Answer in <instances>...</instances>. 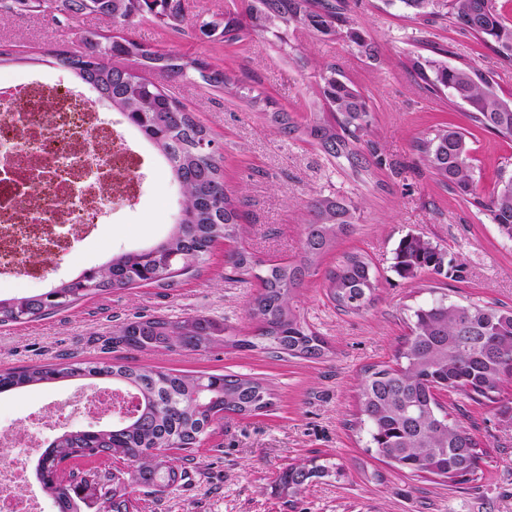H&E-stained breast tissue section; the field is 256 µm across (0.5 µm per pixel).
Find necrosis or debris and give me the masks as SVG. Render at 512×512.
<instances>
[{"label":"necrosis or debris","mask_w":512,"mask_h":512,"mask_svg":"<svg viewBox=\"0 0 512 512\" xmlns=\"http://www.w3.org/2000/svg\"><path fill=\"white\" fill-rule=\"evenodd\" d=\"M55 109H43L45 100ZM0 275H33L24 257L38 246L45 257L65 253L83 236L97 211L111 205L117 189L139 186L135 152L112 125L59 84L28 83L15 92L0 87ZM39 179L37 193L25 184ZM66 410L49 403L28 426L0 434L13 460L0 465V512H42L26 488L25 461L39 446L43 428L62 424Z\"/></svg>","instance_id":"1"}]
</instances>
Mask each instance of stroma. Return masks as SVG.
<instances>
[{"label": "stroma", "instance_id": "stroma-1", "mask_svg": "<svg viewBox=\"0 0 512 512\" xmlns=\"http://www.w3.org/2000/svg\"><path fill=\"white\" fill-rule=\"evenodd\" d=\"M240 4L191 0L182 32L146 16L127 34L162 51L205 58L239 79L244 90L271 98L300 122L325 109L316 96L321 64H334L364 93L372 115L367 138L374 149L367 155V170L356 173L304 138L277 135L246 98L164 81L221 147L225 184L244 199L245 232L238 243L260 259L298 256L305 204L312 195L334 194L358 203L360 218L352 233L324 259L321 274L311 278L300 297L302 314L328 343L327 356L281 360L237 348L179 354L104 349L102 341L113 325L143 315H204L248 330L245 309L258 283L226 278L225 254L233 244L222 241L198 273L180 278L174 287L115 289L35 321L0 326V371L66 359L117 360L175 373L237 374L270 386L275 394L270 410L225 416L196 450L189 480L156 494L137 493V512H512V421L500 416L497 405L441 394L442 404L454 410L486 452L474 480L453 485L397 469L366 450L364 435L353 426L356 387L365 369L394 362L409 334V307L428 300L435 285L431 276L410 280L393 271V251L402 236L428 237L461 266L460 279L439 286L449 300L512 306V242L500 237L473 201L439 183L415 148L418 138L440 124L467 126L465 108L429 92L410 60L429 55L434 47L447 50L449 64H467L489 75L496 92L506 97L512 96V63L445 16L418 20L383 0H350L356 27L377 48L372 59L345 38L294 29L282 41L266 33L236 43L200 34L202 20L220 18ZM95 28L107 32L111 26L95 15L58 23L46 12L0 22V49L24 57L0 67V84L40 75L72 85L67 73L25 59L51 45H72L82 30ZM472 147L475 178L481 192L490 193L499 174H512V141L477 129ZM146 173L135 199L117 201L101 214L96 236L54 259L43 277L0 281V296L43 293L109 255L163 238L175 221L178 188L159 159L148 160ZM348 252L368 255L379 280L375 304L359 314L338 311L323 286L324 271ZM85 387V382L68 381L0 394V433ZM303 459L340 464L342 473L313 482L299 495L280 494L278 474Z\"/></svg>", "mask_w": 512, "mask_h": 512}]
</instances>
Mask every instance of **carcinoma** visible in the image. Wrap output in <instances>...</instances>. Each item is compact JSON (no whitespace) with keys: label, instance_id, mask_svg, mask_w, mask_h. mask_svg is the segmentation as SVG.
I'll use <instances>...</instances> for the list:
<instances>
[{"label":"carcinoma","instance_id":"obj_1","mask_svg":"<svg viewBox=\"0 0 512 512\" xmlns=\"http://www.w3.org/2000/svg\"><path fill=\"white\" fill-rule=\"evenodd\" d=\"M413 18L426 19L441 11L459 29L481 38L500 58L512 62V20L498 0H397ZM51 10L67 20L95 14L112 18L114 26H129L144 15L162 27L179 32L186 22L180 0H14V11ZM220 29L226 42H237L248 31L275 37L293 27L324 35L336 34L355 43L368 58L376 50L354 27L348 0H244V15L224 13L220 20L204 21L199 29ZM433 55H419L412 68L433 90L443 88L448 101L468 107L466 118L475 127L512 141V100L499 97L489 77L468 66H450ZM132 60L139 69L128 68ZM46 62L66 71L80 84L110 101L131 128L162 159L171 178L183 188L182 214L158 242L113 255L59 282L44 295L0 298V324H22L73 307L79 300L115 288L157 284L170 287L176 279L199 271L213 246L236 239L245 231L243 200L224 185V154L210 130L171 95L165 86L142 75L156 72L167 78L202 82L236 97L239 81L201 58L162 52L138 41L99 34V41L48 50ZM316 94L327 112H313L298 123L288 112L263 113L282 137L302 136L325 154L364 167L363 143L371 113L362 92L342 79L334 67L322 70ZM470 132L445 125L431 137L417 141L423 164L455 194L477 199ZM501 237L512 241V176L502 178L488 196L478 199ZM299 258L292 262L263 263L245 248L227 260L231 273L257 279L260 292L249 302L248 321L253 339H239L230 325L206 316H136L112 327V345L140 352L211 351L228 345L258 348L276 358L320 359L327 342L307 323L298 306V294L316 275L323 259L339 239L349 235L358 207L334 194H316L305 205ZM394 271L414 280L435 275L460 277L459 266L420 235L402 237L394 251ZM324 288L337 310L359 314L370 307L377 290L371 262L361 253L346 254L325 276ZM410 334L395 363L365 371L359 383L356 425L367 447L411 474H429L446 483L464 482L478 468L479 443L470 431L438 401L448 392L474 402L495 401L503 383L512 378V307L448 301L445 295L410 308ZM96 379L133 395L136 411L117 416L110 426L65 430L37 460L42 490L57 512H84L88 506L80 486L99 487L106 512H130L136 491L157 492L174 485L195 460V449L224 414L247 416L271 407L274 396L261 381L224 373L181 374L120 362H59L33 365L0 373V393L28 386ZM185 452L175 463L167 452ZM106 455L123 462L131 480L114 481L112 470L85 469ZM340 472L336 464L301 460L288 465L279 478L286 496L297 495L316 478Z\"/></svg>","mask_w":512,"mask_h":512}]
</instances>
